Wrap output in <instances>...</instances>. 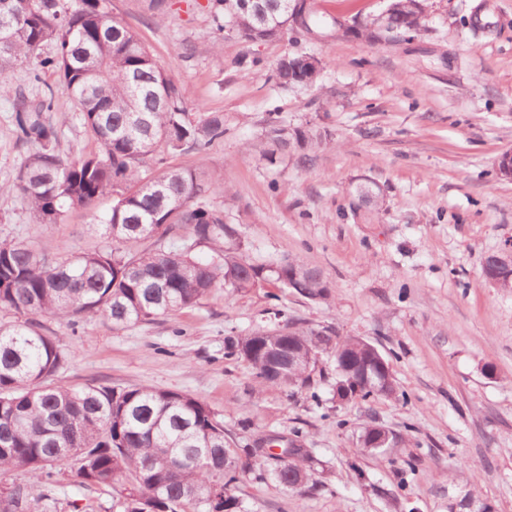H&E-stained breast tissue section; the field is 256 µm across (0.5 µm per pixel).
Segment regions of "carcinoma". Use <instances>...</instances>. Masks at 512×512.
<instances>
[{"instance_id": "carcinoma-1", "label": "carcinoma", "mask_w": 512, "mask_h": 512, "mask_svg": "<svg viewBox=\"0 0 512 512\" xmlns=\"http://www.w3.org/2000/svg\"><path fill=\"white\" fill-rule=\"evenodd\" d=\"M104 0H0V95L15 94L17 140L31 148L14 181L0 194L23 195L33 223L57 224L75 207L91 208L104 195L109 211L95 215L104 247L58 262L43 245L0 238V310L22 317L0 326V475L20 470L26 483L0 492V512H51L54 468L63 450L81 449L76 476L86 487L116 492L115 512H249L231 490L239 474L257 483L272 478L286 489L315 488L319 467L302 431L292 430L282 445L292 460L278 461L267 442L272 433L240 448L224 434V419L186 393L150 387L88 384L72 388L52 383L67 361L41 318L67 320L100 316L118 329L153 323L195 306L217 288L231 293L263 278L291 287L311 300L329 295L324 273L298 258L274 266L252 263L224 234V208L213 193L229 198L224 176L211 182L203 169L164 166L177 152L201 153L224 138V113L190 112L187 92L173 82L137 33L102 5ZM293 0H211L222 32L232 26L248 43L298 41L290 18ZM424 0H388L386 13L360 23L387 41L422 27ZM55 52L42 57L40 48ZM303 53L286 54L274 68L284 87L313 86L319 69L301 63ZM32 66V77L51 70L69 95L74 112L96 149L66 159L53 122L55 93L46 87L32 101L13 91L7 67ZM263 140L280 150L333 141L327 130H288L272 121ZM185 237L177 251L128 249L153 237ZM212 253L203 260L196 248ZM275 336L269 345L288 363L292 351L316 360L333 358L336 383L348 385L351 400L396 394L393 378L382 375L371 343L356 337L333 339L332 327H310L290 317L261 327L252 336ZM267 352L258 351L252 368L272 386L309 388L314 377L303 368L269 376Z\"/></svg>"}]
</instances>
